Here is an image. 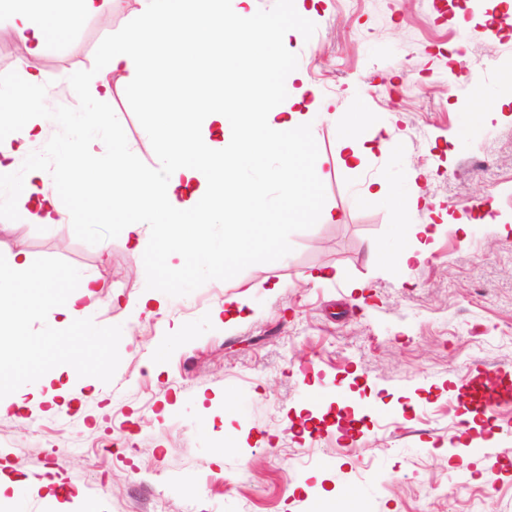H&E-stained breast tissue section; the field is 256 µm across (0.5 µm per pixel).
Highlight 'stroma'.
Instances as JSON below:
<instances>
[{"mask_svg":"<svg viewBox=\"0 0 512 512\" xmlns=\"http://www.w3.org/2000/svg\"><path fill=\"white\" fill-rule=\"evenodd\" d=\"M252 5L312 12L288 38L296 66L330 111L389 126L394 150L345 170L341 130L322 123L321 195L338 221L280 225L274 258L172 284L159 312L134 309L154 273L112 225L76 237L69 222L46 229L0 209V257L26 252L49 277L95 273L97 318L124 333L106 383L88 377L52 414L27 394L0 416V477L23 480L20 512H55L56 478L82 487L87 512H512V0ZM139 9L123 0L85 17L36 57L0 23V82L36 63L57 139L68 114L97 107L72 77L109 81L107 109L152 167L154 112L192 108L197 78L163 97L105 69L103 43L133 32ZM480 65L483 102L448 91V73ZM375 179L393 198L420 191L415 219L438 227L423 262L386 269L401 227L391 204L364 200ZM324 269L342 275L315 280ZM234 294L249 316L229 323ZM480 372L496 379L495 404ZM112 435L126 447L103 451ZM470 446L482 472L462 463Z\"/></svg>","mask_w":512,"mask_h":512,"instance_id":"stroma-1","label":"stroma"}]
</instances>
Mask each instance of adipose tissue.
<instances>
[{
  "mask_svg": "<svg viewBox=\"0 0 512 512\" xmlns=\"http://www.w3.org/2000/svg\"><path fill=\"white\" fill-rule=\"evenodd\" d=\"M117 0H0V16L9 18L16 34L40 55L58 30L98 14ZM136 32L112 35L102 55L115 73L140 85H175L181 73L156 65L158 35L181 39L201 32L205 49H187L184 56L200 76L210 75L215 60L229 56L234 67L227 87L238 75L249 76L264 93L262 112H227L220 101L204 102L195 112L172 119L158 113L152 131L162 144L158 167L140 166L131 145L111 128L109 113L83 114L62 138L45 139V118L39 110L47 89L37 70L25 71L18 82L0 86V208L22 223L46 227L69 217L83 224L101 223L103 215L134 247L151 243L168 261H184L188 244L208 255L198 275L206 277L210 262L238 250L251 223L261 225L273 239L277 225L293 218L336 221V213L321 196L322 170L314 158L317 127L331 114L323 99L303 105L306 76L288 54L289 32H303L309 11L259 13L251 0L227 8V0H140ZM340 161L344 167L361 164L372 149L391 150L388 128L370 116L340 120ZM109 128L107 159L112 167V204L89 206L85 184L96 164L82 160L89 137ZM49 142L58 159L57 174L68 186L67 197L48 187V173L39 156L28 160L25 175L14 162L28 146ZM418 200L408 196L393 212L404 230L393 249L389 269H400L428 255L431 225L414 223ZM32 260L18 251L0 258V309L26 316H45L41 337L25 346L26 356L48 363L51 347L68 343L74 322L91 336L117 339L121 329L97 321L87 298L96 293L94 275L74 269L70 287L58 292L53 284L32 281Z\"/></svg>",
  "mask_w": 512,
  "mask_h": 512,
  "instance_id": "obj_1",
  "label": "adipose tissue"
}]
</instances>
